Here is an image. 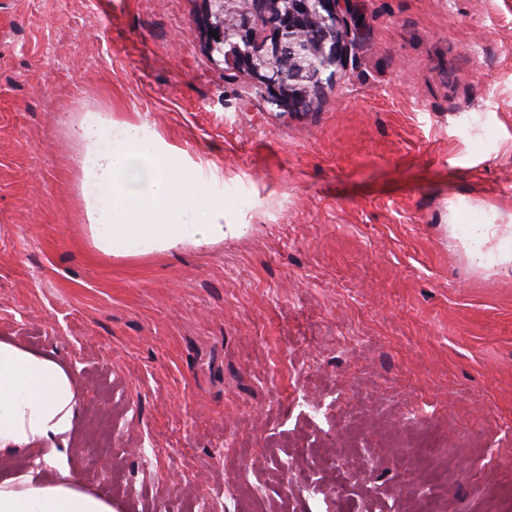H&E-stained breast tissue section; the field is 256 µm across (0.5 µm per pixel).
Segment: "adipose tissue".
<instances>
[{
	"label": "adipose tissue",
	"mask_w": 512,
	"mask_h": 512,
	"mask_svg": "<svg viewBox=\"0 0 512 512\" xmlns=\"http://www.w3.org/2000/svg\"><path fill=\"white\" fill-rule=\"evenodd\" d=\"M74 134L84 146L82 197L95 248L139 256L202 246L239 234L201 162L144 122L86 113ZM79 386L55 352L0 339V456L36 453L46 472L0 481V512H114L84 491L66 454L79 419Z\"/></svg>",
	"instance_id": "obj_1"
}]
</instances>
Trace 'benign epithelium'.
Returning a JSON list of instances; mask_svg holds the SVG:
<instances>
[{"label":"benign epithelium","mask_w":512,"mask_h":512,"mask_svg":"<svg viewBox=\"0 0 512 512\" xmlns=\"http://www.w3.org/2000/svg\"><path fill=\"white\" fill-rule=\"evenodd\" d=\"M210 49L234 60L268 103L309 107L324 71L346 58L357 28L342 0H207Z\"/></svg>","instance_id":"7a95c632"}]
</instances>
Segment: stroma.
Instances as JSON below:
<instances>
[{
  "label": "stroma",
  "mask_w": 512,
  "mask_h": 512,
  "mask_svg": "<svg viewBox=\"0 0 512 512\" xmlns=\"http://www.w3.org/2000/svg\"><path fill=\"white\" fill-rule=\"evenodd\" d=\"M345 7L357 45L282 112L205 0H0V338L75 374L73 474L115 512H512V0ZM88 112L208 163L240 234L103 256ZM497 225L495 224H478L473 233L467 238L459 242L466 253L473 259L482 261V247L489 242L497 234Z\"/></svg>",
  "instance_id": "1"
}]
</instances>
